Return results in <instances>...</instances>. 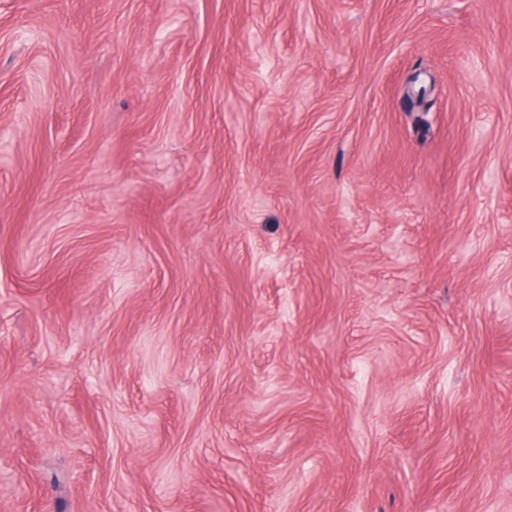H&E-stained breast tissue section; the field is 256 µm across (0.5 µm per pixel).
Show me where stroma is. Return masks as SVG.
Returning <instances> with one entry per match:
<instances>
[{
    "mask_svg": "<svg viewBox=\"0 0 512 512\" xmlns=\"http://www.w3.org/2000/svg\"><path fill=\"white\" fill-rule=\"evenodd\" d=\"M0 512H512V0H0Z\"/></svg>",
    "mask_w": 512,
    "mask_h": 512,
    "instance_id": "35a3bbf8",
    "label": "stroma"
}]
</instances>
